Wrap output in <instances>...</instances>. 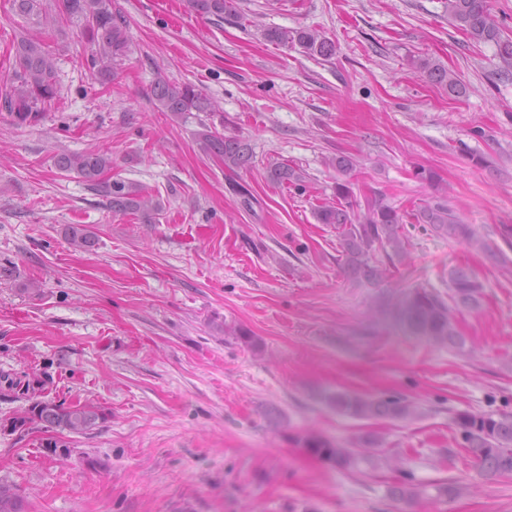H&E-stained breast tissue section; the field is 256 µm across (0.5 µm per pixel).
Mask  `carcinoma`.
<instances>
[{
    "mask_svg": "<svg viewBox=\"0 0 512 512\" xmlns=\"http://www.w3.org/2000/svg\"><path fill=\"white\" fill-rule=\"evenodd\" d=\"M16 12L26 18L39 16L42 0H12ZM195 14L217 22L224 15L235 11V0H185ZM444 8L455 28L476 42L492 43L504 63V74L512 71V37L503 34L491 12L489 0H444ZM60 11L69 20L80 21L91 42L96 46L91 59L97 74L108 80L115 76L117 66L129 52L128 24L124 15L112 8V0H61ZM264 37L277 45L299 46L310 56L330 58L336 53L335 42L319 30L300 28L289 30L270 27ZM411 65L426 74L429 81L444 86L448 92L461 94L464 86L456 74L444 65L428 58L411 61ZM60 97V88L54 59L41 38L21 37L15 47V65L9 90L0 94V107L9 112L19 125L39 120L45 108ZM155 97L158 109L169 113L174 121L197 120L199 130L195 141L206 155L224 161V167L235 170L253 163L254 153L248 140L227 136L217 127L206 122L200 114L212 111L209 98L196 85L184 82L175 84L164 77H157ZM55 166L66 173L74 172L89 183L91 190L105 196L112 211L123 214H141L144 221L152 223L164 210L160 198L142 186L112 179L110 154L90 150L61 152L55 157ZM270 181L305 189L303 172L286 163L272 164L268 168ZM320 224H337L343 227L340 247L346 257L347 268L356 278L367 281L382 279L386 270L369 265L371 252L382 249L388 260L402 262L407 257L403 224L412 219L415 224H426L430 230L446 235L470 246H478L495 258L497 254L478 235L476 229L447 205L438 201L428 203L413 213H402L395 207L375 199L367 203L364 212L354 211L352 192L346 183L336 184V201L314 211ZM64 236L76 250L91 251L96 246L97 235L85 224H69ZM451 299L459 309L475 310L480 307L483 284L464 268L448 272ZM397 314L407 329L439 345L462 348L464 337L458 335L448 303L437 293L415 288L396 301ZM42 382L35 380L24 388L32 393L35 402L29 416L10 422L9 431L16 432L29 422L46 423L52 429L86 434L106 420L105 413L93 404L65 405L53 400H41L36 388ZM332 408L359 418L387 417L406 419L414 414V406L398 397L367 399L348 393L327 397ZM463 440V448L480 461L491 476L512 475V415L495 412H460L453 417ZM311 454L347 468L357 462L361 451L380 447L376 437H366L358 442L342 444L322 435L309 433L301 440ZM0 512H28L27 502L13 485L0 480Z\"/></svg>",
    "mask_w": 512,
    "mask_h": 512,
    "instance_id": "obj_1",
    "label": "carcinoma"
}]
</instances>
